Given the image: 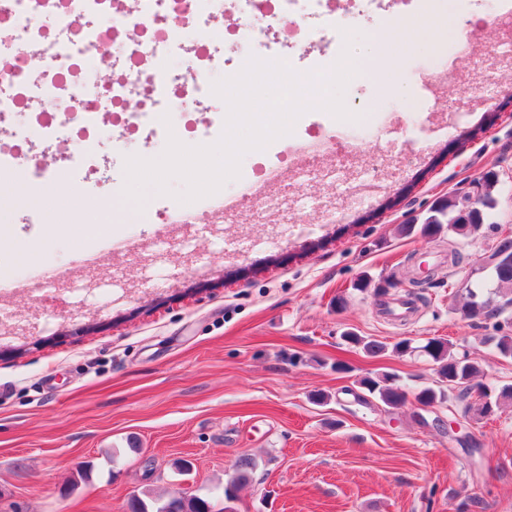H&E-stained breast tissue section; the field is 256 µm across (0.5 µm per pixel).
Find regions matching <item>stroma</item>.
Returning <instances> with one entry per match:
<instances>
[{
    "mask_svg": "<svg viewBox=\"0 0 512 512\" xmlns=\"http://www.w3.org/2000/svg\"><path fill=\"white\" fill-rule=\"evenodd\" d=\"M488 7L447 0L383 26L350 23L353 48L376 37L386 51L355 56L344 102L359 119L324 133L368 127L357 157L382 170L379 182L344 164L300 190L286 170L249 208L194 224L142 223L129 201L105 231L87 230L86 241L114 245L92 263L59 229L62 203L0 177V282L26 285L6 298L16 316L0 327V512H127L130 496L182 491L212 512H459L465 501L469 512H512V403L487 417L437 405L422 423L411 397L361 403V377L428 386L436 366L370 357L343 339L442 337L482 367V384H512V359L484 342L493 320L454 310L512 235V66L486 83L448 33L450 20ZM417 24L426 45L401 37ZM433 68L450 74L452 99L422 97L419 77ZM166 145L99 137L115 198L126 157ZM490 170L496 203L475 235L401 234ZM185 238L199 250L182 249ZM452 246L461 266L448 264ZM51 267L47 289L37 274ZM86 284L89 300L74 291ZM243 456L250 479L225 499Z\"/></svg>",
    "mask_w": 512,
    "mask_h": 512,
    "instance_id": "obj_1",
    "label": "stroma"
}]
</instances>
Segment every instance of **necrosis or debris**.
I'll list each match as a JSON object with an SVG mask.
<instances>
[{
	"instance_id": "necrosis-or-debris-1",
	"label": "necrosis or debris",
	"mask_w": 512,
	"mask_h": 512,
	"mask_svg": "<svg viewBox=\"0 0 512 512\" xmlns=\"http://www.w3.org/2000/svg\"><path fill=\"white\" fill-rule=\"evenodd\" d=\"M384 0H138L129 11L122 0H0V172L25 170L39 184L51 165L33 157L32 142L13 137L18 113L51 142L60 136L78 140L77 150L60 155L79 174V188L97 197L107 194L95 178V144L102 133L100 115L128 135L149 130L167 134L161 114L182 122L185 132L200 137L221 135L224 113L215 111L198 123L201 104L212 96V79L225 68V56L213 47L193 43L185 48L191 64L173 72L170 49L188 29L211 28L217 15L232 17L224 36L239 58L263 51L275 59V46L307 54L320 47L317 70L336 63V21L364 11H377ZM53 18L54 26L38 25L37 17ZM124 39L121 56L112 60L108 82L90 85L92 66ZM291 136L247 156L240 164L238 185L261 191L282 162Z\"/></svg>"
}]
</instances>
